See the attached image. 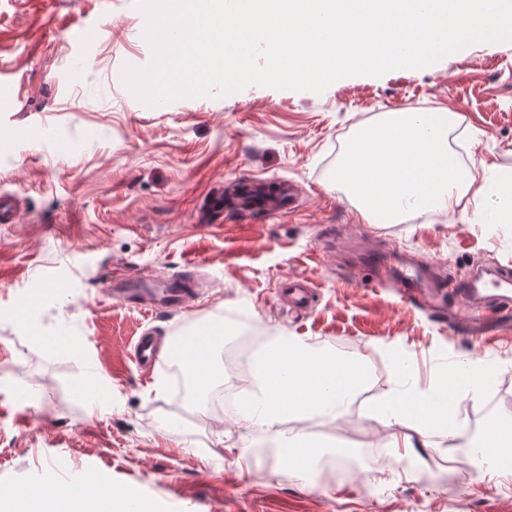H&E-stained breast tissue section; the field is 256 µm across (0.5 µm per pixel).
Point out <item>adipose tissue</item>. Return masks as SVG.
Returning a JSON list of instances; mask_svg holds the SVG:
<instances>
[{
    "label": "adipose tissue",
    "instance_id": "adipose-tissue-1",
    "mask_svg": "<svg viewBox=\"0 0 512 512\" xmlns=\"http://www.w3.org/2000/svg\"><path fill=\"white\" fill-rule=\"evenodd\" d=\"M223 341L222 332L212 330L190 337L177 351L199 390H208L214 380L215 355ZM498 373V365L474 360L427 386L411 383L392 388L373 404L372 411L386 424L411 428L425 438L452 441L458 433L460 403L493 385ZM474 457L489 478L501 485L511 484L512 428L490 424ZM133 501L130 491L115 494L104 490L96 476L86 473L64 491L12 489L1 493L0 512H129ZM137 504L139 512H153L146 501Z\"/></svg>",
    "mask_w": 512,
    "mask_h": 512
}]
</instances>
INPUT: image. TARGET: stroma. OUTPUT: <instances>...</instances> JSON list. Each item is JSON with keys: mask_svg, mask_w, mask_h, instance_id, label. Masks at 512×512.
I'll list each match as a JSON object with an SVG mask.
<instances>
[{"mask_svg": "<svg viewBox=\"0 0 512 512\" xmlns=\"http://www.w3.org/2000/svg\"><path fill=\"white\" fill-rule=\"evenodd\" d=\"M136 0H0V193L21 201L0 223V488L64 490L80 473L102 487L137 489L156 512H512V492L484 478L458 432L412 452L380 424L370 401L401 373L414 381L475 359L501 372L498 422L512 425V318L481 333L446 306L400 301L360 267L363 252H413L456 278L480 263L512 265V231L473 223L478 201L366 221L330 174L347 140L387 112L448 110L464 165L512 169V42L479 43L421 69L337 80L323 93L250 86L221 97L147 106L122 84L123 65L152 51ZM288 184L296 213L234 217L203 227L216 192L238 180ZM196 263L201 300L151 316L115 304L113 271L161 281ZM315 296L290 309L285 278ZM26 313H18L22 298ZM218 328L217 384L228 353L249 337L285 334L362 359L366 398L312 437L364 451L390 446L386 466L343 469L328 451L306 485L277 460L267 436L209 396L180 395L163 353L152 375L134 363L142 330L174 339Z\"/></svg>", "mask_w": 512, "mask_h": 512, "instance_id": "35a3bbf8", "label": "stroma"}]
</instances>
